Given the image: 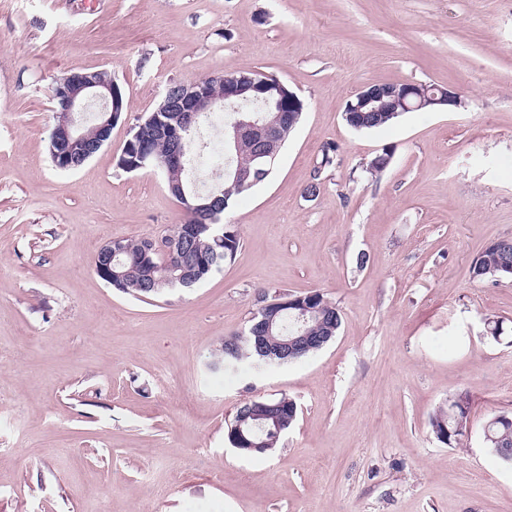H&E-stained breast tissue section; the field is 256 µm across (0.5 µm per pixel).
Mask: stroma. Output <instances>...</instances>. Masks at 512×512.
Masks as SVG:
<instances>
[{"instance_id": "1", "label": "stroma", "mask_w": 512, "mask_h": 512, "mask_svg": "<svg viewBox=\"0 0 512 512\" xmlns=\"http://www.w3.org/2000/svg\"><path fill=\"white\" fill-rule=\"evenodd\" d=\"M96 70L127 108L88 162L58 169L53 87ZM225 71L277 77L304 112L224 213L234 261L135 299L97 276V251L184 210L160 171L116 161L170 83ZM396 81L462 106L346 123L362 86ZM327 144L337 163L318 176ZM504 237L512 0H0V512H512V466L483 437L512 412V280L471 272ZM311 291L342 315L325 348L210 372L263 301ZM460 391L470 426L451 447L429 417ZM281 396L298 414L275 450L234 449L237 407Z\"/></svg>"}]
</instances>
